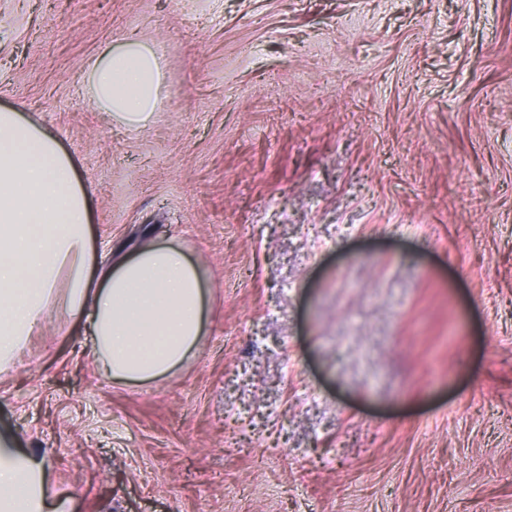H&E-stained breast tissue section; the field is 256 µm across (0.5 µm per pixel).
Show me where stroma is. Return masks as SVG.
I'll use <instances>...</instances> for the list:
<instances>
[{
  "instance_id": "35a3bbf8",
  "label": "stroma",
  "mask_w": 512,
  "mask_h": 512,
  "mask_svg": "<svg viewBox=\"0 0 512 512\" xmlns=\"http://www.w3.org/2000/svg\"><path fill=\"white\" fill-rule=\"evenodd\" d=\"M131 38L137 129L87 88ZM0 107L73 157L97 262L207 276L164 376L60 303L0 374L67 512H512V0H0ZM161 77L158 51L138 40H127L93 61L88 88L96 106L135 129L154 113Z\"/></svg>"
}]
</instances>
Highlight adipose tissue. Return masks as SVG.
Masks as SVG:
<instances>
[{
  "mask_svg": "<svg viewBox=\"0 0 512 512\" xmlns=\"http://www.w3.org/2000/svg\"><path fill=\"white\" fill-rule=\"evenodd\" d=\"M159 54L129 40L89 67L96 106L135 129L153 114ZM88 193L57 136L0 109V373L44 324L56 299L86 322L101 374L146 380L180 366L203 334L206 274L169 242L121 261L92 256ZM35 455L0 448V512H64Z\"/></svg>",
  "mask_w": 512,
  "mask_h": 512,
  "instance_id": "adipose-tissue-1",
  "label": "adipose tissue"
}]
</instances>
